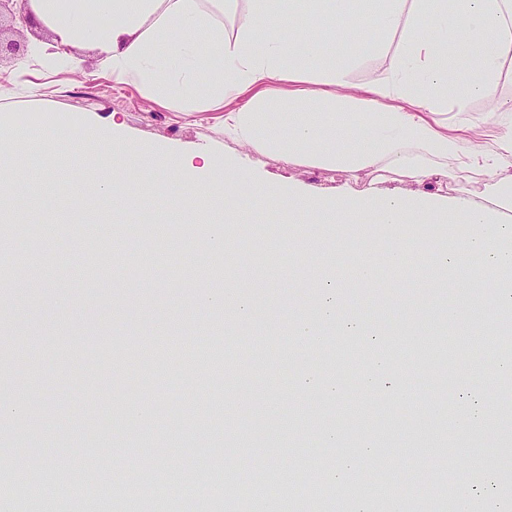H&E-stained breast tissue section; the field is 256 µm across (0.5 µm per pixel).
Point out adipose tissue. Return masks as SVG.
<instances>
[{
  "mask_svg": "<svg viewBox=\"0 0 512 512\" xmlns=\"http://www.w3.org/2000/svg\"><path fill=\"white\" fill-rule=\"evenodd\" d=\"M247 2L248 23L230 33L224 16L238 0H27L52 38L31 41L21 66L77 74L78 52L90 48L108 77L148 102L176 112L223 111L225 138L245 152L316 169L395 171L423 186L420 197L325 198L307 187L273 186L212 150L193 164L175 151L132 148L116 122L103 135L89 116L63 124L43 112L20 123L4 113L0 174L8 187L0 192V222L19 221L20 199L66 170L33 161L28 134L37 130L95 158L85 183L111 197L116 218L171 194L195 214L217 196L224 219L210 235L219 248L225 225L262 223V210H240L245 197L287 224L384 226L409 238L432 224L464 223L472 233L458 249L437 240L442 264L463 274L477 257L493 277L512 275V125L450 127L440 119L448 110L467 112L476 99L487 103L489 117L501 112L512 0H381L374 11L364 0H319L318 20L308 26L299 20V0ZM335 32L351 44L348 54L329 51ZM371 60L384 61L380 75L357 80L356 70ZM465 171L481 175L484 203L432 191L436 178Z\"/></svg>",
  "mask_w": 512,
  "mask_h": 512,
  "instance_id": "adipose-tissue-1",
  "label": "adipose tissue"
}]
</instances>
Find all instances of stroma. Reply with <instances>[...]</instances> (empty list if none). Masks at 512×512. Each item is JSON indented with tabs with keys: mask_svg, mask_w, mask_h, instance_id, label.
<instances>
[{
	"mask_svg": "<svg viewBox=\"0 0 512 512\" xmlns=\"http://www.w3.org/2000/svg\"><path fill=\"white\" fill-rule=\"evenodd\" d=\"M83 59L81 75L57 79L29 77L18 60H4L0 110L24 121L42 110L67 121L113 116L138 147L239 155L224 139L222 113L185 116L152 105L134 87L102 77L94 53ZM255 168L271 184L326 197L419 193L397 173L375 179L272 155L257 156ZM446 231L432 224L408 243L385 228L363 233L345 224L313 238L270 210L262 224L227 225L229 244L219 252L173 198L149 201L124 224H86L67 203L15 224L0 235L17 271L0 287V361L8 364L0 370V474H14L16 447L33 438L41 442L42 483L92 482L100 470L111 472L106 512H141L143 498L129 486L146 476L174 488L160 502L163 512H187L177 486L189 469L202 487L222 472L220 512H236L233 489L257 458L285 506L296 502L303 476L319 485L330 512H350L371 499L357 477L383 457L402 512H416L433 486L446 512H459L465 496L481 506L463 477L481 467L502 472L499 502L512 512V416L494 412L490 432L462 429L435 383L445 365L492 404L512 395V383L496 380L512 355V321L498 309L491 277L476 266L481 286L447 290L421 279V263L437 264L432 245ZM389 249L403 252L401 266H383ZM358 264L372 266L376 287L337 289L339 320L323 324L316 344L301 343L297 317L317 301L313 281ZM252 279L261 287H249ZM210 291L237 303L212 304ZM450 298L455 317L438 320ZM346 314L360 321L356 336ZM164 320L174 329L155 334ZM374 350L385 360L378 373L370 370ZM473 354L484 374L468 364ZM134 404L149 408L147 422H131ZM192 408L210 411L211 420L198 424ZM451 445L458 450L452 472L437 462Z\"/></svg>",
	"mask_w": 512,
	"mask_h": 512,
	"instance_id": "35a3bbf8",
	"label": "stroma"
}]
</instances>
